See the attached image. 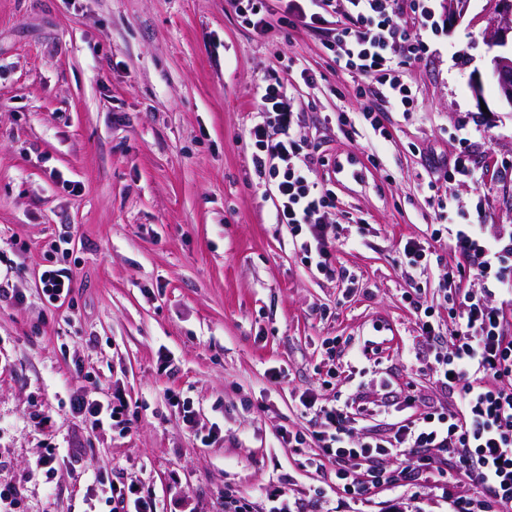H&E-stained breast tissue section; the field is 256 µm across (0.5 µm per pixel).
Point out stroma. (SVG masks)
<instances>
[{
    "mask_svg": "<svg viewBox=\"0 0 512 512\" xmlns=\"http://www.w3.org/2000/svg\"><path fill=\"white\" fill-rule=\"evenodd\" d=\"M433 5L444 30L403 68L416 109L381 111L379 139L339 125L380 102L303 26L259 35L226 0H0V277L21 294L0 303V487L20 488V512H84L93 477L112 475L168 512H225L229 490L268 512L270 484L327 512L330 468L281 438L308 426L301 393L368 408L366 428L398 420L410 393L447 408L430 360L409 353L419 329L403 294L420 284L447 317L439 283L455 259L435 244L416 280L400 242L430 241L426 159L458 152L462 126L478 183L457 186L461 206L472 213L481 189L487 223L512 230V106L491 74L494 0ZM271 74L326 161L343 277L294 255L251 162L246 130ZM47 268L71 276L64 303L42 294ZM74 386L123 396L129 430L90 428ZM52 450L55 469L35 471Z\"/></svg>",
    "mask_w": 512,
    "mask_h": 512,
    "instance_id": "1",
    "label": "stroma"
}]
</instances>
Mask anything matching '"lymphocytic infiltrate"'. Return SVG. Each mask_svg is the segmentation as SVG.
<instances>
[{
  "mask_svg": "<svg viewBox=\"0 0 512 512\" xmlns=\"http://www.w3.org/2000/svg\"><path fill=\"white\" fill-rule=\"evenodd\" d=\"M266 0H229L236 14L257 33L276 26L302 23L322 29L337 15L327 42L337 66L364 81L360 96H376L391 109L409 113L415 96L402 69L428 50L426 32H438L431 0H287L280 16H272ZM412 11L415 28L403 18ZM299 121L287 86L268 77L261 86L260 108L247 129L255 171L274 188V220L287 225L293 250L307 268L332 276L336 234L321 216L331 205L318 180L320 163L314 151L298 140ZM432 200L447 226L433 229V238H447L456 260L443 279L451 301L447 327L413 289L405 298L419 324L421 340L410 352L421 357L427 342L447 331L448 346L436 352L433 377L453 405L447 412L430 409L411 413L387 434L369 435L354 425L347 404L302 393L299 405L310 417L306 431L283 434L289 447H315L320 462L333 467L338 493L335 512L351 506L372 507L386 494H406L419 483H430L454 512H512V277L499 269L512 255V233L490 224L461 222L455 193ZM478 289H471V282ZM479 489L476 497L468 489Z\"/></svg>",
  "mask_w": 512,
  "mask_h": 512,
  "instance_id": "f902f5d3",
  "label": "lymphocytic infiltrate"
}]
</instances>
